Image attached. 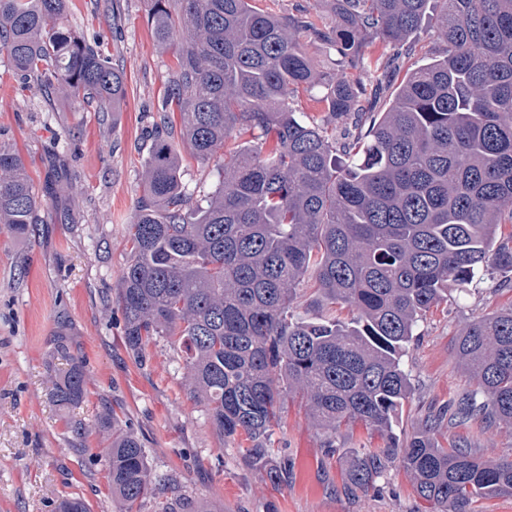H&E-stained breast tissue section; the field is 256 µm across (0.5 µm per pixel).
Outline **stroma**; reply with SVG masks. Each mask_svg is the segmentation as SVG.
Instances as JSON below:
<instances>
[{"instance_id": "35a3bbf8", "label": "stroma", "mask_w": 512, "mask_h": 512, "mask_svg": "<svg viewBox=\"0 0 512 512\" xmlns=\"http://www.w3.org/2000/svg\"><path fill=\"white\" fill-rule=\"evenodd\" d=\"M69 22L86 37L108 34V50L125 73L118 111H75L67 100L47 107L36 83L16 78L0 52V146L18 149L36 186L59 185L45 197L52 214L18 237L0 224V512H58L62 497L81 498L90 512H115L106 460L112 436L76 437L69 420L92 424L113 414L148 450L152 468L177 475L208 512H434L408 474L392 462L369 492L348 490L341 470L350 449L381 448L385 439L356 425L343 430L335 453L295 400H287L273 436L291 464L288 484L274 489L245 466L235 442L221 443L202 404L189 399L177 355L164 339L146 362L125 348L114 303L129 261L125 227L141 195L142 170L177 45L156 46L149 0H70ZM182 182L193 198L212 192L214 164L189 157ZM505 274L487 270L430 309L404 358L412 392L399 415L398 443L425 427L473 381L453 340L471 320L512 305ZM81 366L86 395L57 406L56 381ZM468 443L478 456L512 459V428L485 434L459 424L439 437Z\"/></svg>"}]
</instances>
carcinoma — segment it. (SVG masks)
I'll use <instances>...</instances> for the list:
<instances>
[{"label": "carcinoma", "instance_id": "obj_1", "mask_svg": "<svg viewBox=\"0 0 512 512\" xmlns=\"http://www.w3.org/2000/svg\"><path fill=\"white\" fill-rule=\"evenodd\" d=\"M335 25L280 17L251 0H150L161 46L181 39L160 109L177 112L181 135L219 171L214 192L195 200L165 123L155 127L143 193L126 226L130 260L115 302L123 343L143 362L164 337L178 346L185 390L217 434H243L244 463L275 488L288 464L274 461L281 403L301 395L325 447L344 427L389 440L355 448L345 484L373 488L401 452L417 494L436 512H476L479 500L512 494V461L445 448L443 424L512 428V306L466 324L456 357L475 382L403 448L393 425L411 391L402 357L418 322L479 268L512 272V0H321ZM429 27L440 56L403 78L388 108L370 112L366 86L349 69L390 64L365 49H402ZM336 51L339 71H316L301 39ZM68 21V0H0V50L46 100L64 97L117 109L125 75ZM324 89L325 115L308 121L291 101ZM355 134L336 141L332 122ZM50 212L24 158L0 147V224L24 236ZM321 309L297 314L302 298ZM352 313L336 316V307ZM84 373L54 383L62 405L85 395ZM108 479L117 512H196L181 482L155 478L148 451L116 418ZM70 423L82 437L94 428Z\"/></svg>", "mask_w": 512, "mask_h": 512}]
</instances>
